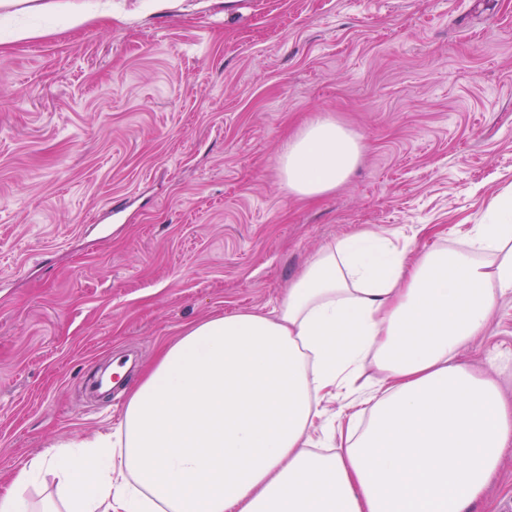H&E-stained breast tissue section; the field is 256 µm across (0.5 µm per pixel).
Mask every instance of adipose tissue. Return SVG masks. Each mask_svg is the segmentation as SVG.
I'll list each match as a JSON object with an SVG mask.
<instances>
[{"mask_svg":"<svg viewBox=\"0 0 512 512\" xmlns=\"http://www.w3.org/2000/svg\"><path fill=\"white\" fill-rule=\"evenodd\" d=\"M362 146L323 117L280 156L289 193L336 189ZM456 246L414 251L360 230L324 248L270 313L188 327L132 391L116 433L18 469L0 512L44 471L64 512H468L512 445V405L463 350L512 293V190ZM377 380L357 384L365 371ZM342 398L336 428L324 401ZM330 430L331 453L310 434Z\"/></svg>","mask_w":512,"mask_h":512,"instance_id":"ef3b65f1","label":"adipose tissue"}]
</instances>
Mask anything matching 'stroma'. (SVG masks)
Here are the masks:
<instances>
[{"instance_id":"35a3bbf8","label":"stroma","mask_w":512,"mask_h":512,"mask_svg":"<svg viewBox=\"0 0 512 512\" xmlns=\"http://www.w3.org/2000/svg\"><path fill=\"white\" fill-rule=\"evenodd\" d=\"M0 43V488L115 431L186 326L269 313L306 264L371 229L422 250L512 188V0H87L103 16ZM362 143L329 193L285 189L311 121ZM120 213H112L114 199ZM512 404V293L463 352ZM512 507V447L469 512ZM128 362L126 360L112 361V377L106 375L100 379L96 390L102 393L108 394L109 398L112 399V387L116 389L122 387L128 380L131 370L128 368Z\"/></svg>"}]
</instances>
